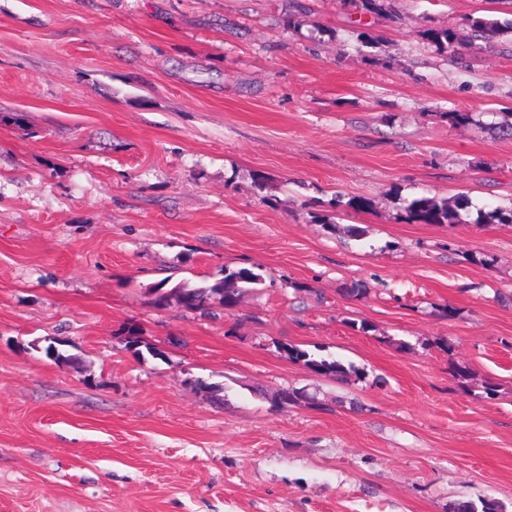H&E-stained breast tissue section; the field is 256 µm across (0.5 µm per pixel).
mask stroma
Here are the masks:
<instances>
[{"label":"stroma","mask_w":512,"mask_h":512,"mask_svg":"<svg viewBox=\"0 0 512 512\" xmlns=\"http://www.w3.org/2000/svg\"><path fill=\"white\" fill-rule=\"evenodd\" d=\"M480 14L512 0H0V512H512V224L476 221L512 34L421 35ZM226 267L263 277L232 313L156 306ZM462 25L466 35H461L454 28H427L421 32V35L439 50L446 53V58L450 64L462 66L464 64L463 48L465 41L494 42L504 32L512 30V19L500 21L484 16H467L463 19ZM466 195H457L450 201L448 198L437 200L427 196L414 197L404 207V220L416 224H457L460 222V211L470 207ZM283 350L287 353L289 360L303 363L318 372L332 374L338 380L348 382L352 377L358 381L362 378V372L352 365L345 367L337 360L330 361L314 352L291 344L284 345Z\"/></svg>","instance_id":"stroma-1"}]
</instances>
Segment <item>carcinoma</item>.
Here are the masks:
<instances>
[{
    "label": "carcinoma",
    "mask_w": 512,
    "mask_h": 512,
    "mask_svg": "<svg viewBox=\"0 0 512 512\" xmlns=\"http://www.w3.org/2000/svg\"><path fill=\"white\" fill-rule=\"evenodd\" d=\"M466 35H461L454 28L438 29L427 28L421 32L423 38L446 53L447 60L452 65L464 64V42L469 40H483L491 43L508 30H512V19L500 21L484 16H467L462 22ZM470 207V200L465 195H457L452 199L437 200L427 196L414 197L404 207V220L416 224H457L460 212ZM478 222L482 224H511L512 208H493L478 215ZM261 281L260 275L250 269L239 270L224 269V276L215 280L205 288L188 289L184 286H175L158 295L157 305L165 307L174 300L188 310L208 309L209 302L216 300L229 313L237 305L239 296L251 285ZM288 359L302 363L318 372L329 373L336 379L348 382L355 378H362V372L350 365L344 366L337 360H328L309 350L293 345H282ZM304 395L297 394V390L283 388L274 396L276 405L286 409L297 404V400ZM453 512H500L498 503L486 499L476 504L472 501H462L455 504Z\"/></svg>",
    "instance_id": "cac0c4a2"
}]
</instances>
